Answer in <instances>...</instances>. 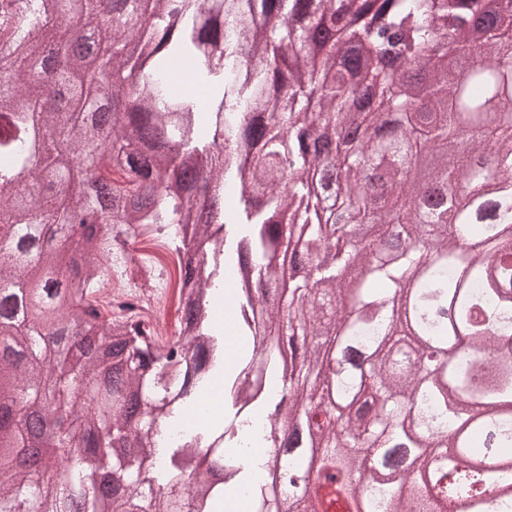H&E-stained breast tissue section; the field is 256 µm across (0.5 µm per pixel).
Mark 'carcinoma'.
<instances>
[{"label": "carcinoma", "instance_id": "cac0c4a2", "mask_svg": "<svg viewBox=\"0 0 512 512\" xmlns=\"http://www.w3.org/2000/svg\"><path fill=\"white\" fill-rule=\"evenodd\" d=\"M0 0V287L65 286L53 313L0 314V399L74 414V439L47 437L63 512H224L235 476L256 512H318L320 498L285 472L330 488L345 512H447L436 493L461 497L477 476L496 495L465 512H512V45L489 0ZM421 71L425 103L402 90L381 45ZM377 91L364 112L347 95ZM112 102V127L86 121ZM347 125L360 142L322 159L317 139ZM118 172L124 185L110 174ZM100 208L102 232L77 246L22 257L13 244L38 224L71 223ZM165 231L175 251L200 225L212 261L182 308L208 360L178 335L150 350L143 324L109 328L93 295L105 280L100 242L124 225ZM298 275L271 309L267 291ZM233 283L237 335H224L200 301ZM62 326L94 335L102 353L81 365L49 353ZM139 372L125 368L130 343ZM112 370L110 411L74 412L75 383ZM223 381V417L169 438L156 454L158 415L171 429L199 391ZM131 397L141 407L132 421ZM267 429L255 432L253 416ZM303 429L296 446L286 429ZM25 440L0 422V512L45 499L37 473L13 466ZM273 444L270 481L226 448ZM112 472L121 492L94 488Z\"/></svg>", "mask_w": 512, "mask_h": 512}]
</instances>
